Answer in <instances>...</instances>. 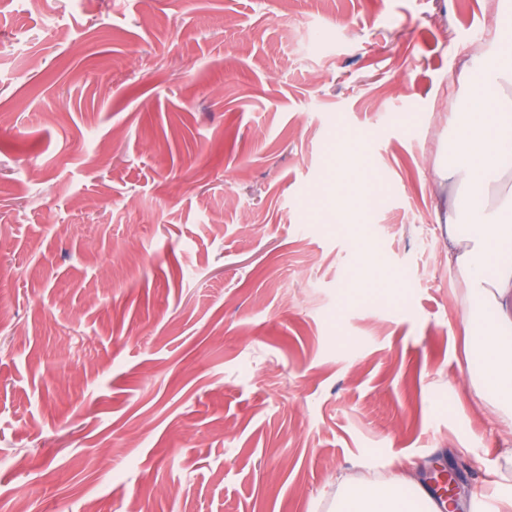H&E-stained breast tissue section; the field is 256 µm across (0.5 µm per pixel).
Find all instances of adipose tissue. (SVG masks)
I'll return each instance as SVG.
<instances>
[{"label": "adipose tissue", "mask_w": 512, "mask_h": 512, "mask_svg": "<svg viewBox=\"0 0 512 512\" xmlns=\"http://www.w3.org/2000/svg\"><path fill=\"white\" fill-rule=\"evenodd\" d=\"M500 50L486 63L468 54L464 73L477 87L458 105L448 125V156L435 168L439 185H452L440 220L448 267L464 287L463 341L479 363L478 397L497 424L512 434V263L498 261L512 242V191L501 183L512 172V26L498 32ZM427 492L414 462L400 460L378 479L339 476L334 512H413Z\"/></svg>", "instance_id": "adipose-tissue-1"}]
</instances>
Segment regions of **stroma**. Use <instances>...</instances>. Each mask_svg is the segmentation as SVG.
<instances>
[{"mask_svg": "<svg viewBox=\"0 0 512 512\" xmlns=\"http://www.w3.org/2000/svg\"><path fill=\"white\" fill-rule=\"evenodd\" d=\"M496 0H0V492L329 512L512 448L433 166ZM363 148L346 166V149ZM354 188L350 221L324 219ZM374 261L378 270L362 267ZM416 464L398 460L389 475L378 479H353L344 475L336 478L333 509L336 512H412L418 495L426 501L424 512H441L438 504L429 499L422 485Z\"/></svg>", "mask_w": 512, "mask_h": 512, "instance_id": "1", "label": "stroma"}]
</instances>
